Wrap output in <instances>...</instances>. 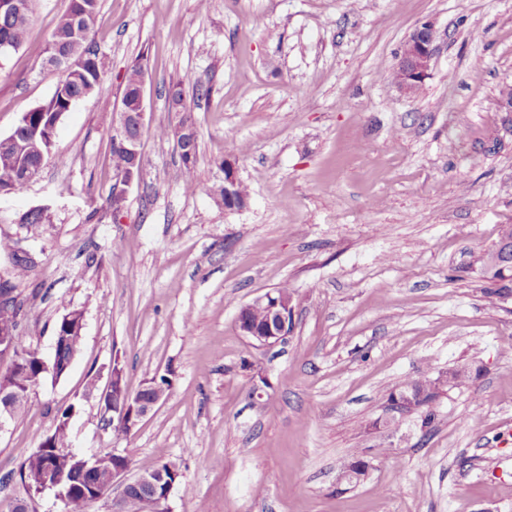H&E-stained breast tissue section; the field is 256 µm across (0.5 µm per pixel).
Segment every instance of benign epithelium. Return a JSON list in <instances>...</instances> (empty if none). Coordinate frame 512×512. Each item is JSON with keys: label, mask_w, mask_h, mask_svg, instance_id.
<instances>
[{"label": "benign epithelium", "mask_w": 512, "mask_h": 512, "mask_svg": "<svg viewBox=\"0 0 512 512\" xmlns=\"http://www.w3.org/2000/svg\"><path fill=\"white\" fill-rule=\"evenodd\" d=\"M438 39L439 34L434 25L425 22L416 27L404 40L392 73V85L400 94L409 96L413 86L424 84L432 69ZM145 116V90L142 89L134 103L120 107L119 127L116 134L112 136L113 146L127 151L131 157V163L124 172H115L116 183L112 189V199L116 205L123 201L127 188L139 175ZM233 180H238L236 163L226 158L224 159V209L226 210H239L248 205L246 201L241 204L232 201L229 184ZM255 303L264 307L265 321L261 325L254 324L247 319L245 312H240L238 323L242 335L261 346H268L279 342L290 333L291 299L273 291L257 298ZM17 329L16 323L0 325V359L13 362L26 357V352L20 349L15 339ZM154 390H156L155 383L149 380L137 392H131L123 386L122 370L117 365L113 366L110 380L103 389L100 400L104 404V412L112 413V421L116 422L115 429L128 433L152 413L161 402V397L149 396V392ZM31 391L30 387L24 390L7 387L0 389V429L24 407ZM128 469L127 457L112 453V469L108 472L102 488L95 490L94 498L98 500L103 498L111 491L116 480ZM177 474L176 466L170 463L166 467L160 465L125 483L121 495L112 500V512H125L128 491L132 487L145 490L139 500L140 512H167L165 503L177 480ZM27 491L31 495L52 492L62 502L68 501L66 493L59 488V478L50 472L44 474L36 484H27Z\"/></svg>", "instance_id": "7a95c632"}]
</instances>
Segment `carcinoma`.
<instances>
[{
	"label": "carcinoma",
	"instance_id": "obj_1",
	"mask_svg": "<svg viewBox=\"0 0 512 512\" xmlns=\"http://www.w3.org/2000/svg\"><path fill=\"white\" fill-rule=\"evenodd\" d=\"M19 7L12 12L0 14V39L8 40L13 50H18L26 41L29 27L33 18V0H18ZM80 13L81 19L77 30L73 31L63 23H57L47 43L48 55H59L64 62L56 69L62 77L56 86L52 97L44 104L28 111L29 121L24 125H17L12 130L13 135L24 143L40 144L47 128L54 124L56 119L70 111L81 101V97L88 91L94 92L100 84L102 74V61L99 49L92 37L98 12V0H69L66 13ZM143 67L134 66L128 76L123 90L121 102L129 103L134 100L138 91ZM198 151L193 154H182L180 174L184 183L190 188L196 187L193 172L197 163ZM41 155L34 151L14 152L12 150H0V184L12 186L18 191L23 187L19 182L21 174L27 170L36 172L41 169ZM0 251L12 256V270L8 272L5 283L8 287L1 288L14 290L15 280H23L25 274L35 266V261L27 255H19L15 241L7 238L0 239ZM21 304L16 298L10 297L0 301V324L12 322L16 319ZM46 373L41 357L30 354L24 360L19 370L6 378L10 384L24 388L30 382L35 381ZM435 380L420 376L401 383L395 388L397 392L407 394L413 391H424V399L416 401V413L421 421V426L429 428L435 419L434 404L440 394L432 393ZM69 410H64L57 418L54 431L45 442L39 444L40 451L34 455L28 454L19 464L18 476L20 481H31V476L39 473L43 467H52L58 474L66 475L74 481L70 486L68 512H86L88 499L84 489L98 480V473L87 471L85 473L74 471L69 454L68 437Z\"/></svg>",
	"mask_w": 512,
	"mask_h": 512
}]
</instances>
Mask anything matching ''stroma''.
I'll use <instances>...</instances> for the list:
<instances>
[{
	"instance_id": "obj_1",
	"label": "stroma",
	"mask_w": 512,
	"mask_h": 512,
	"mask_svg": "<svg viewBox=\"0 0 512 512\" xmlns=\"http://www.w3.org/2000/svg\"><path fill=\"white\" fill-rule=\"evenodd\" d=\"M69 0H35L27 42L0 60V135L47 102L45 47ZM440 34L417 96L391 85L421 22ZM100 93L67 112L39 175L0 196V238L36 261L20 298L25 348L54 354L56 322L84 314L82 347L0 430V512L16 472L73 407V451H113L128 478L172 463L169 512H512V280L487 300L480 260L512 224V0H100ZM146 56L142 168L112 206L124 77ZM186 87L198 188L186 193L169 111ZM113 109L103 110L101 98ZM249 193L219 203L224 158ZM41 224H25L30 209ZM288 288L293 327L271 346L240 309ZM465 365L432 427L371 428L396 385ZM171 380L131 432L98 391ZM270 388L252 397L260 377ZM364 481L340 476L364 449Z\"/></svg>"
}]
</instances>
